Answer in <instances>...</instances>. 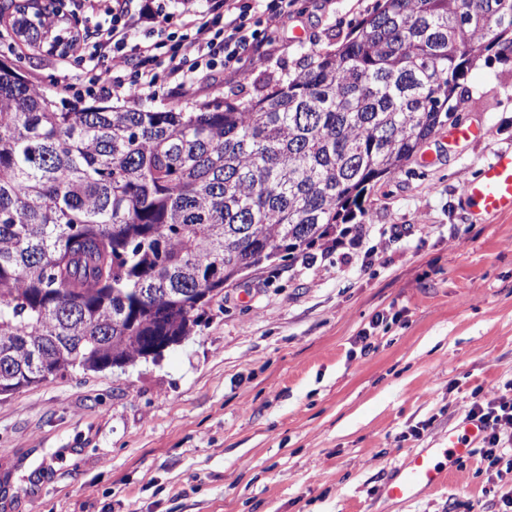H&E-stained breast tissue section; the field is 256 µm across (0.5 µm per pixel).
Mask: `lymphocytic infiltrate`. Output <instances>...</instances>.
Instances as JSON below:
<instances>
[{"label": "lymphocytic infiltrate", "mask_w": 512, "mask_h": 512, "mask_svg": "<svg viewBox=\"0 0 512 512\" xmlns=\"http://www.w3.org/2000/svg\"><path fill=\"white\" fill-rule=\"evenodd\" d=\"M115 2L113 9L89 16L96 42L79 71L67 76L66 90L147 100L163 85L178 94L197 77L242 72L245 63L264 60L274 45L260 16L291 18L296 0H205L200 9L188 4L177 32L168 29L169 0H142L134 11L126 0ZM116 58L128 73L113 70ZM469 415L487 427L477 450L481 460L496 478L512 475V393L489 399L474 391Z\"/></svg>", "instance_id": "1"}]
</instances>
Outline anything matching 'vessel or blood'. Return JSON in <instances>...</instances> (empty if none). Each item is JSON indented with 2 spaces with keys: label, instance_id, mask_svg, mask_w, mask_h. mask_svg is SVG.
Segmentation results:
<instances>
[{
  "label": "vessel or blood",
  "instance_id": "obj_1",
  "mask_svg": "<svg viewBox=\"0 0 512 512\" xmlns=\"http://www.w3.org/2000/svg\"><path fill=\"white\" fill-rule=\"evenodd\" d=\"M464 194L482 214L512 212V151L495 152L479 179L469 182ZM485 429L476 419L466 420L462 430H450L442 448H423L408 456L396 477L386 482L382 497L406 501L445 485L451 465L472 458Z\"/></svg>",
  "mask_w": 512,
  "mask_h": 512
}]
</instances>
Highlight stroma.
Instances as JSON below:
<instances>
[{
	"label": "stroma",
	"instance_id": "35a3bbf8",
	"mask_svg": "<svg viewBox=\"0 0 512 512\" xmlns=\"http://www.w3.org/2000/svg\"><path fill=\"white\" fill-rule=\"evenodd\" d=\"M374 4L296 0L297 17L263 25L303 39L246 64L249 78L163 88L154 103L259 96ZM0 59L58 98L76 62L5 24ZM462 87L459 122L475 137L454 144L439 127L337 226V248L227 282L157 360L0 396V512H466L487 484L476 458L413 500L379 494L411 452L462 427L475 389L512 383V213L481 215L463 193L512 151V63L478 62Z\"/></svg>",
	"mask_w": 512,
	"mask_h": 512
}]
</instances>
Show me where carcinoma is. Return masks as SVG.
Segmentation results:
<instances>
[{
    "mask_svg": "<svg viewBox=\"0 0 512 512\" xmlns=\"http://www.w3.org/2000/svg\"><path fill=\"white\" fill-rule=\"evenodd\" d=\"M46 0L18 22L48 37ZM333 50L256 99L122 109L55 101L0 61V395L191 336L224 284L313 248L450 119L512 0H376Z\"/></svg>",
    "mask_w": 512,
    "mask_h": 512,
    "instance_id": "obj_1",
    "label": "carcinoma"
}]
</instances>
